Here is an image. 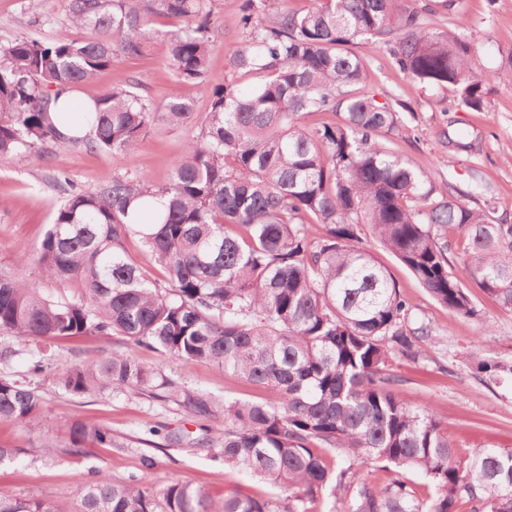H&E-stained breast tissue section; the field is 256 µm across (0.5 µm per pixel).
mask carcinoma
Masks as SVG:
<instances>
[{
    "label": "carcinoma",
    "mask_w": 512,
    "mask_h": 512,
    "mask_svg": "<svg viewBox=\"0 0 512 512\" xmlns=\"http://www.w3.org/2000/svg\"><path fill=\"white\" fill-rule=\"evenodd\" d=\"M246 38L233 73L258 75L249 91L213 89L199 137L167 184L102 178L68 195L38 250L21 257L46 280L77 289L50 294L42 282L0 274V332L28 344L122 336L184 368L212 363L276 399H224L183 392L136 358L113 352L57 373L76 395L145 391L176 398L222 423L206 444L224 467L286 492L273 500L236 490L218 498L174 480L114 483L96 474L77 488L78 512H512V448L463 456L429 408L400 396L394 362L417 363L438 342L413 319L388 269L365 244L391 252L453 316L473 299L449 269L461 251L472 284L512 310V224L497 223L439 188L424 164L389 148L403 136L406 104L367 91V59L350 46L385 49L421 83L452 89L451 108L484 110L507 70L475 75L477 47L457 31H431L407 0H241ZM68 20L86 30L45 42L0 44V161L47 141L90 151L133 152L158 120L184 124L192 103L172 96L155 108L137 84L94 98L90 134L67 137L51 120L63 88L92 81L120 57L160 43L177 81L204 80L215 24L209 0H68ZM309 113L334 119L309 128ZM232 231H227V228ZM136 237L163 269L150 281L127 254ZM488 378L512 362L480 360ZM165 394H159V390ZM42 397L0 376V421L31 425ZM68 451L121 447L109 429L69 428ZM0 512H60L48 499L0 493Z\"/></svg>",
    "instance_id": "obj_1"
}]
</instances>
